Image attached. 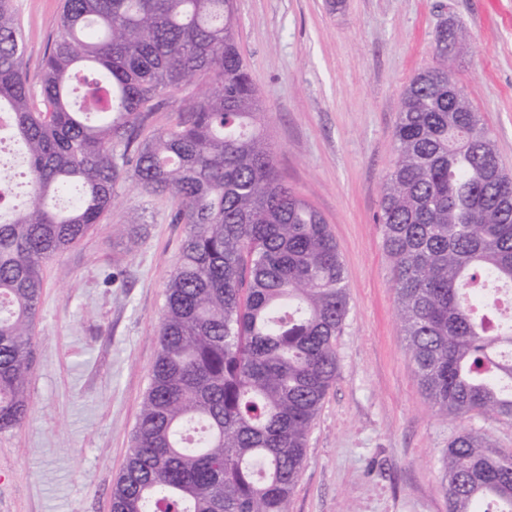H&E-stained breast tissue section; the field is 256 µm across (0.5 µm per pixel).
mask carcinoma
I'll return each mask as SVG.
<instances>
[{
  "mask_svg": "<svg viewBox=\"0 0 512 512\" xmlns=\"http://www.w3.org/2000/svg\"><path fill=\"white\" fill-rule=\"evenodd\" d=\"M235 0H64L40 101L13 0H0V135L28 205L0 217V433L29 416L44 265L81 242L132 179L177 201L184 238L112 512H288L338 373L346 272L324 218L278 174L235 40ZM466 37L435 36L448 60ZM170 125L142 137L193 79ZM380 224L405 352L436 415L512 424V174L448 67L406 86ZM448 512H512V454L461 427L442 452ZM200 87L199 81H191L183 85L181 89L167 92L164 96V104L155 112L150 124L143 132V137H151L167 127L177 116L182 101L197 95Z\"/></svg>",
  "mask_w": 512,
  "mask_h": 512,
  "instance_id": "cac0c4a2",
  "label": "carcinoma"
}]
</instances>
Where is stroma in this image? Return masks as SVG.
Returning a JSON list of instances; mask_svg holds the SVG:
<instances>
[{"instance_id": "obj_1", "label": "stroma", "mask_w": 512, "mask_h": 512, "mask_svg": "<svg viewBox=\"0 0 512 512\" xmlns=\"http://www.w3.org/2000/svg\"><path fill=\"white\" fill-rule=\"evenodd\" d=\"M14 7L36 87L62 0ZM236 18L279 174L330 225L348 282L338 375L289 512H448L441 456L458 425L431 410L405 354L376 217L402 91L438 66L435 35L451 20L467 38L448 67L512 172V0H236ZM176 206L126 181L102 223L44 268L30 415L0 434V512H112L184 236ZM132 214L134 248L115 233Z\"/></svg>"}]
</instances>
